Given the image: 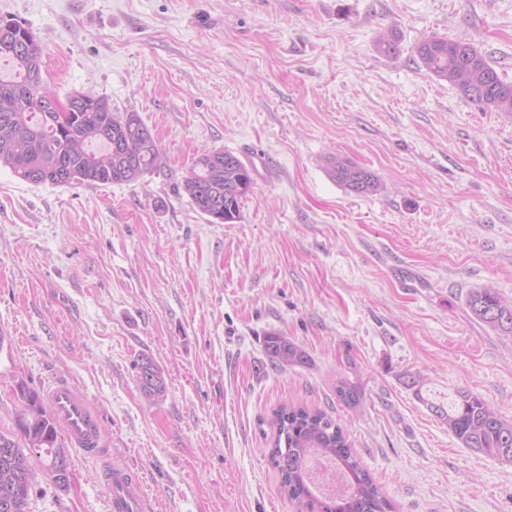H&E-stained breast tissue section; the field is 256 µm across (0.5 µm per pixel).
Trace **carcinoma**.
Returning a JSON list of instances; mask_svg holds the SVG:
<instances>
[{"instance_id":"obj_1","label":"carcinoma","mask_w":512,"mask_h":512,"mask_svg":"<svg viewBox=\"0 0 512 512\" xmlns=\"http://www.w3.org/2000/svg\"><path fill=\"white\" fill-rule=\"evenodd\" d=\"M426 70L456 87L482 108L512 112V82L504 80L491 61L468 42L429 37L415 47ZM11 65L0 73V166L34 185L63 186L74 181L108 185L132 182L163 165L161 149L135 112L112 111L103 97L84 95L77 108L60 114L45 109L55 99L43 83V49L18 22L0 19V61ZM330 176L357 194L377 190L373 173L339 159L329 161ZM251 167L230 151L198 156L182 188L196 209L212 223L229 224L240 215L242 200L252 192ZM471 315L485 325L512 334V303L490 287L472 289L466 299ZM269 365L284 370L310 364L309 353L276 333L265 337ZM143 393L159 398L166 391L162 370L148 357L137 363ZM22 407L17 414L20 439L0 433V512H29L33 475L29 449L45 458L54 483L69 463L58 441V427L40 395L19 386ZM336 397L356 409L363 395L346 378L336 379ZM429 410L463 447L512 463V420L503 418L485 399L459 390L449 405L429 403ZM273 427L270 459L280 475L281 492L309 512H395L366 471L342 428L325 411L304 405H279Z\"/></svg>"}]
</instances>
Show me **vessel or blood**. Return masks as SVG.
Returning <instances> with one entry per match:
<instances>
[{
  "mask_svg": "<svg viewBox=\"0 0 512 512\" xmlns=\"http://www.w3.org/2000/svg\"><path fill=\"white\" fill-rule=\"evenodd\" d=\"M42 399L58 427L66 433L71 447L89 452L104 447L105 441L97 412L70 381L58 377L42 390ZM112 502V512H155L156 504L147 495L137 472L115 465L104 474Z\"/></svg>",
  "mask_w": 512,
  "mask_h": 512,
  "instance_id": "1",
  "label": "vessel or blood"
}]
</instances>
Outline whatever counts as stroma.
Returning a JSON list of instances; mask_svg holds the SVG:
<instances>
[{
  "label": "stroma",
  "mask_w": 512,
  "mask_h": 512,
  "mask_svg": "<svg viewBox=\"0 0 512 512\" xmlns=\"http://www.w3.org/2000/svg\"><path fill=\"white\" fill-rule=\"evenodd\" d=\"M0 18L32 32L58 98L137 113L166 158L110 185L0 167V433L19 385L63 376L107 448L70 449L67 488L37 473L30 512H108L111 463L138 469L161 512H307L281 495L260 426L285 401L331 415L397 512H512V464L427 407L464 389L512 419V335L466 306L484 286L512 302V112L414 51L462 40L512 81V0H0ZM253 148L267 172L237 221L209 222L182 190L192 161ZM336 157L376 192L333 180ZM273 332L310 365L271 369ZM144 355L163 397L139 386ZM340 375L361 408L337 400ZM328 165L330 176L350 191L366 195L377 190L371 171L339 159L330 160ZM138 382L143 393L159 398L166 391V382L162 370L148 357L142 356L138 363Z\"/></svg>",
  "instance_id": "stroma-1"
}]
</instances>
